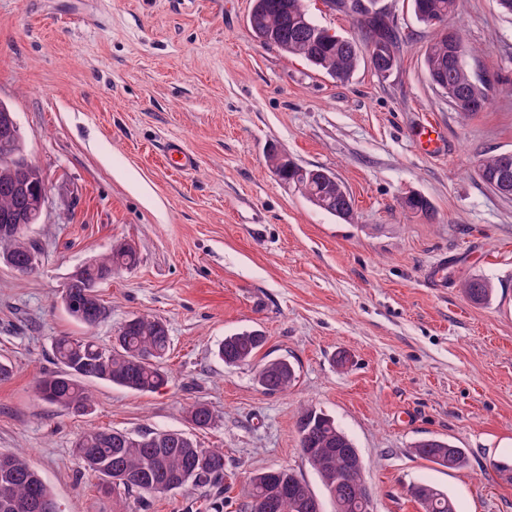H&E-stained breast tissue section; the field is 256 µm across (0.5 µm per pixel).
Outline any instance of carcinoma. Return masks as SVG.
Masks as SVG:
<instances>
[{
    "label": "carcinoma",
    "mask_w": 512,
    "mask_h": 512,
    "mask_svg": "<svg viewBox=\"0 0 512 512\" xmlns=\"http://www.w3.org/2000/svg\"><path fill=\"white\" fill-rule=\"evenodd\" d=\"M363 2V10L355 17L356 36L329 33L316 22L305 0H253L249 25L261 44L299 56L336 80L348 79L363 55L381 76L398 65L402 35L388 15L376 8V0ZM411 8L419 22L437 30L424 53L430 82L445 85L448 104L464 117L483 111L489 102L488 80L466 68L464 59L473 50L461 30L448 25L456 0H411ZM13 119V113L0 105V156L15 162L23 159V140ZM505 160L503 152L486 156L479 161L478 173L489 176ZM268 161L273 174L312 205L342 219L351 217L352 197L333 172L299 164L274 148ZM36 192H46L42 174L0 164V221L25 217ZM402 206L427 219L433 217L430 202L421 195L404 197ZM34 248L36 242L27 234L0 238V254L10 256L18 265ZM139 261L131 244L112 246L70 276L64 288L68 294L65 310L87 329L95 328L108 313L98 293L100 285L108 281L105 273L131 269ZM462 290L471 301L483 303L491 299L494 288L487 279L474 276L463 282ZM265 343L261 331L245 330L224 337L217 356L230 367L250 364ZM170 348L167 325L140 316L126 320L110 345L87 337L59 336L53 343L59 369L38 382V396L62 410L83 412L91 402L89 383L93 381L154 393L171 381L165 367ZM296 379V367L286 358L263 362L255 375L258 386L269 394L288 391ZM187 418L202 429L214 423L215 414L197 403L190 406ZM297 429L301 452L333 498L335 512H371L363 471L357 467L360 454L335 420L306 409L298 417ZM74 452L84 469L98 477L105 495L118 501L133 499L137 512H146L155 495L190 485L207 486L224 475V450L203 448L181 431L146 430L134 435L90 429L76 439ZM414 453L449 470L461 469L468 461L466 449L436 438L418 441ZM410 492L423 512H455L451 499L429 485L415 484ZM246 496L248 512H321L316 496L289 469L279 468L275 476L266 471L254 475ZM0 512H59L53 494L21 452L0 453Z\"/></svg>",
    "instance_id": "cac0c4a2"
}]
</instances>
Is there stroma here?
<instances>
[{
  "mask_svg": "<svg viewBox=\"0 0 512 512\" xmlns=\"http://www.w3.org/2000/svg\"><path fill=\"white\" fill-rule=\"evenodd\" d=\"M402 33L400 63L379 77L360 62L339 82L260 44L252 0H0V105L47 185L31 229L41 264H0V452H21L60 512H112L73 446L92 428L182 430L224 451V512H245L250 476L290 468L335 504L299 447L306 407L333 417L365 467L373 512H422L408 489L430 484L456 512H512V197L486 187L479 159L512 152V16L496 0H457L453 21L487 76L490 102L464 119L429 81L433 31L409 0H379ZM433 122L441 152L415 129ZM177 141L189 171L164 156ZM332 170L352 219L329 215L281 185L269 145ZM419 194L432 219L401 208ZM137 267L100 288L108 317L86 329L61 306L71 273L113 244ZM444 265L442 282L430 280ZM491 281L489 303L464 295ZM134 315L166 323L169 386L138 393L90 385L85 412L53 407L36 385L57 371L52 343H111ZM245 329L267 338L258 361L288 356L294 387L265 394L254 366L215 349ZM217 416L192 429L186 409ZM427 438L465 448L448 470L413 451ZM464 294L475 303H483L491 299L494 288L485 278L474 276L462 284Z\"/></svg>",
  "mask_w": 512,
  "mask_h": 512,
  "instance_id": "1",
  "label": "stroma"
}]
</instances>
